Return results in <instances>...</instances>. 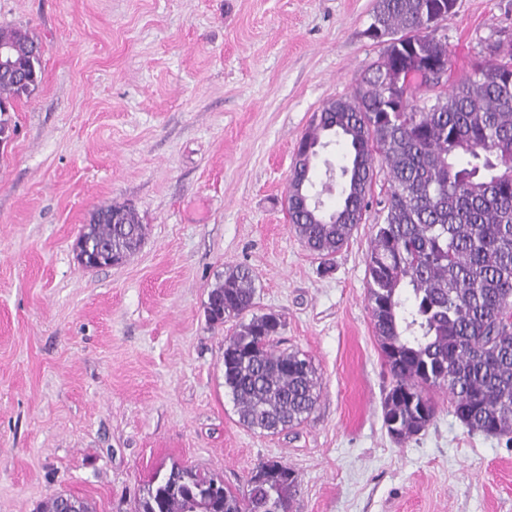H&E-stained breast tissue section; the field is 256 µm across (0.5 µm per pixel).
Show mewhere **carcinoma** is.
I'll use <instances>...</instances> for the list:
<instances>
[{
    "mask_svg": "<svg viewBox=\"0 0 512 512\" xmlns=\"http://www.w3.org/2000/svg\"><path fill=\"white\" fill-rule=\"evenodd\" d=\"M437 0H376L373 24L386 39L351 94L327 102L299 142L288 184L291 230L318 258L339 252L372 203L375 160L387 169L366 256L374 336L392 384L383 422L402 444L435 415L433 390L448 393L452 412L470 433L512 441V50L491 52L451 89L417 110L392 105L399 81L418 78L419 60L448 56V44L424 27ZM15 67L0 72V135L10 130L13 101L41 82L40 44L21 28H0ZM341 138L340 199L326 210L314 190L318 148ZM80 234L104 248V263L124 260L145 227L128 205L93 213ZM212 293L224 318L254 307V275L244 265L224 271ZM284 328L274 313L254 314L224 338V389L239 422L276 434L305 421L319 398L316 368L300 350H276ZM294 470L269 460L246 487L232 490L213 476L172 466L149 485L135 512H185L205 487L217 486L208 512H290Z\"/></svg>",
    "mask_w": 512,
    "mask_h": 512,
    "instance_id": "carcinoma-1",
    "label": "carcinoma"
}]
</instances>
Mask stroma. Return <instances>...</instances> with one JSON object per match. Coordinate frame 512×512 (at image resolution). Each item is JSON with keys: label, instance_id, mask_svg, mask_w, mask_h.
<instances>
[{"label": "stroma", "instance_id": "35a3bbf8", "mask_svg": "<svg viewBox=\"0 0 512 512\" xmlns=\"http://www.w3.org/2000/svg\"><path fill=\"white\" fill-rule=\"evenodd\" d=\"M376 0H0V27L41 42L42 80L0 143V512L54 495L134 512L172 463L245 486L293 469L291 512H512V447L469 433L445 392L399 444L383 423L390 376L367 300L377 209L323 268L290 229L288 179L314 113L347 96L380 47ZM512 0H457L441 24L457 79ZM132 206L145 237L84 269L92 214ZM255 274L278 348L308 354L320 393L271 436L238 421L208 294Z\"/></svg>", "mask_w": 512, "mask_h": 512}]
</instances>
